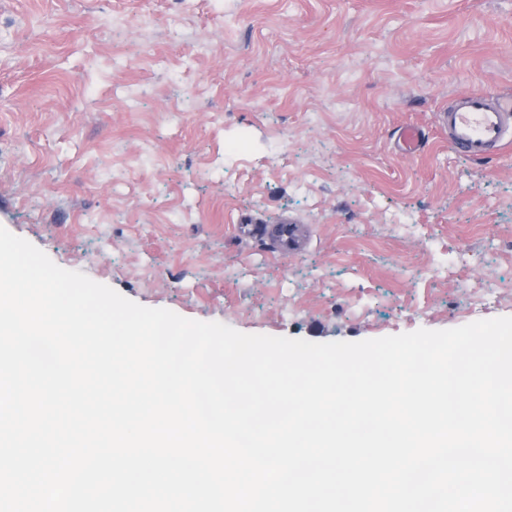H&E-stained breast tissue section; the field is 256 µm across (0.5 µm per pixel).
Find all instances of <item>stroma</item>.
<instances>
[{"label":"stroma","instance_id":"35a3bbf8","mask_svg":"<svg viewBox=\"0 0 512 512\" xmlns=\"http://www.w3.org/2000/svg\"><path fill=\"white\" fill-rule=\"evenodd\" d=\"M462 93L512 98V0H0V226L247 334L512 316V146L449 147ZM273 231L280 248L284 250H296L306 239V231L300 224H277Z\"/></svg>","mask_w":512,"mask_h":512}]
</instances>
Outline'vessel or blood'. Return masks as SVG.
Masks as SVG:
<instances>
[{"instance_id":"1","label":"vessel or blood","mask_w":512,"mask_h":512,"mask_svg":"<svg viewBox=\"0 0 512 512\" xmlns=\"http://www.w3.org/2000/svg\"><path fill=\"white\" fill-rule=\"evenodd\" d=\"M448 131V143L456 151L475 159L512 144V103L480 93L462 94L440 115ZM274 236L280 248H300L306 232L298 224H278Z\"/></svg>"}]
</instances>
